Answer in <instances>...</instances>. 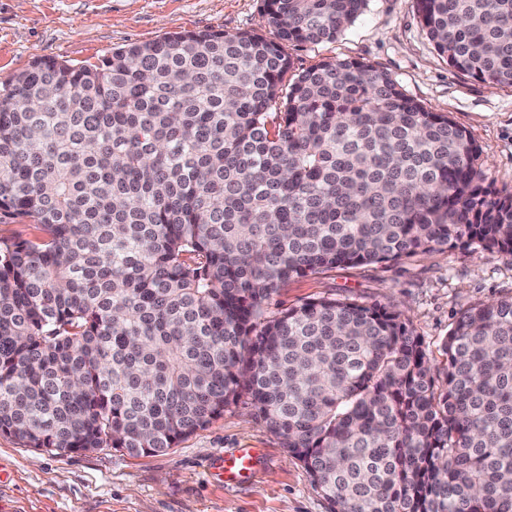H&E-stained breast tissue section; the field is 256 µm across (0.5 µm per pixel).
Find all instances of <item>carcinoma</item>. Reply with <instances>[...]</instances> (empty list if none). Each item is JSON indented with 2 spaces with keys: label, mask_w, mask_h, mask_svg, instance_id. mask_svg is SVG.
I'll list each match as a JSON object with an SVG mask.
<instances>
[{
  "label": "carcinoma",
  "mask_w": 512,
  "mask_h": 512,
  "mask_svg": "<svg viewBox=\"0 0 512 512\" xmlns=\"http://www.w3.org/2000/svg\"><path fill=\"white\" fill-rule=\"evenodd\" d=\"M448 65L512 87V0H417ZM368 0L34 61L0 87V434L162 453L241 396L329 512H512V296L427 357L401 314L289 282L448 247L512 255L476 142L354 60L293 70ZM444 375V387L436 385Z\"/></svg>",
  "instance_id": "carcinoma-1"
}]
</instances>
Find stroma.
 <instances>
[{"mask_svg":"<svg viewBox=\"0 0 512 512\" xmlns=\"http://www.w3.org/2000/svg\"><path fill=\"white\" fill-rule=\"evenodd\" d=\"M211 27L270 33L261 0H0V86L39 58L80 66L131 42ZM284 50L299 71L330 59L383 68L407 96L465 129L481 148L487 183L512 194V87L450 68L429 41L416 0H368L336 41ZM329 293L400 312L441 368V344L460 313L512 296V256L454 248L299 278L264 304L262 316ZM238 448L259 450L260 464L247 481L228 486L218 464ZM0 512H329V505L303 464L240 401L163 454L104 448L54 456L2 435Z\"/></svg>","mask_w":512,"mask_h":512,"instance_id":"obj_1","label":"stroma"}]
</instances>
